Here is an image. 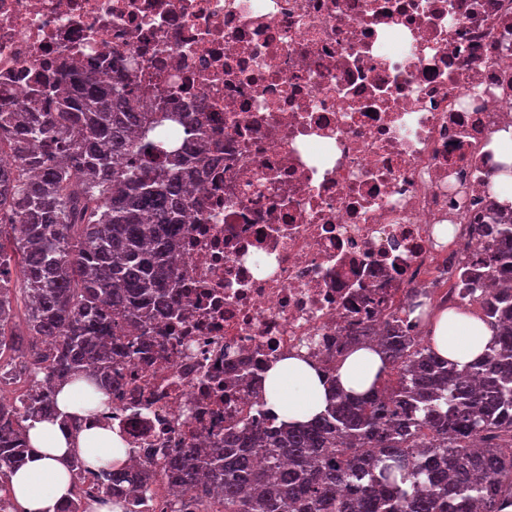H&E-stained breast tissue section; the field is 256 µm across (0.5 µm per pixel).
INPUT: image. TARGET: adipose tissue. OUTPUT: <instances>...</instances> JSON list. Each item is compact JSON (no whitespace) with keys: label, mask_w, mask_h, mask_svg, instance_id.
<instances>
[{"label":"adipose tissue","mask_w":512,"mask_h":512,"mask_svg":"<svg viewBox=\"0 0 512 512\" xmlns=\"http://www.w3.org/2000/svg\"><path fill=\"white\" fill-rule=\"evenodd\" d=\"M436 352L465 366L481 360L495 341L490 327L468 312H442L432 330ZM382 366L377 349L361 347L342 362L338 381L344 391L368 390ZM265 407L278 418L306 422L327 406L329 390L323 374L307 359L290 355L265 374ZM107 405L101 392H90L86 381L62 383L57 393V420L30 422L26 436L31 453L10 480V490L23 512H57L70 492L69 461L80 456L93 467L124 464L128 448L118 433L95 423L93 416ZM84 417L85 426L72 432L65 416Z\"/></svg>","instance_id":"1"}]
</instances>
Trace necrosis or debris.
I'll return each instance as SVG.
<instances>
[{"label": "necrosis or debris", "mask_w": 512, "mask_h": 512, "mask_svg": "<svg viewBox=\"0 0 512 512\" xmlns=\"http://www.w3.org/2000/svg\"><path fill=\"white\" fill-rule=\"evenodd\" d=\"M69 57L204 105L173 284L100 424L133 449L206 446L254 413L244 380L300 348L323 367L413 290L475 306L512 287L478 224L512 123V0H0V94ZM453 225L441 236L442 225Z\"/></svg>", "instance_id": "obj_1"}]
</instances>
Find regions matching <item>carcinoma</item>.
<instances>
[{
    "mask_svg": "<svg viewBox=\"0 0 512 512\" xmlns=\"http://www.w3.org/2000/svg\"><path fill=\"white\" fill-rule=\"evenodd\" d=\"M140 93L134 77L103 84L62 62L29 107L0 98V149L20 159L0 166V381L28 384L0 400V488L30 451L26 423L57 416L58 382L93 364L90 382L109 394L112 371L153 346L156 316L179 312L177 237L212 143L197 107L141 112ZM484 233L499 243L490 266L512 275V216ZM15 269L29 335L42 338L26 349L12 326ZM424 297L408 315L427 335L387 324L366 392L336 390L324 412L290 424L260 390L257 415L210 447L165 449L162 474L151 453L130 472L97 467L105 480L91 493L71 482L61 509L136 512L163 477L191 492L169 512H214L212 493L220 512H512V290L482 300L497 341L461 369L433 348Z\"/></svg>",
    "mask_w": 512,
    "mask_h": 512,
    "instance_id": "1",
    "label": "carcinoma"
}]
</instances>
